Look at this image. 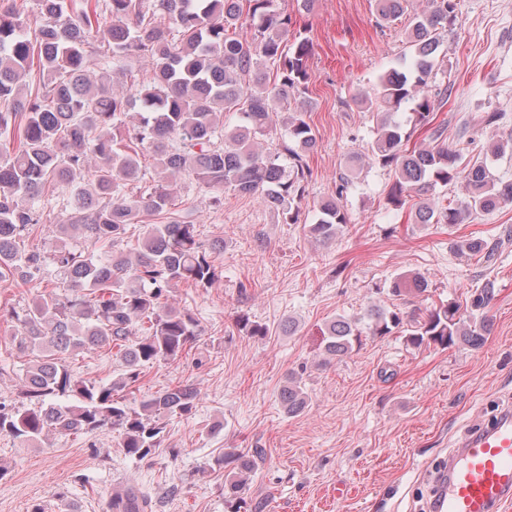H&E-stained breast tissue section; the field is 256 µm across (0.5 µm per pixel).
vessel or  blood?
Here are the masks:
<instances>
[{"instance_id":"obj_1","label":"vessel or blood","mask_w":512,"mask_h":512,"mask_svg":"<svg viewBox=\"0 0 512 512\" xmlns=\"http://www.w3.org/2000/svg\"><path fill=\"white\" fill-rule=\"evenodd\" d=\"M512 504V408L462 434L432 491V512H504Z\"/></svg>"}]
</instances>
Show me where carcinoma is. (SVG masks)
Wrapping results in <instances>:
<instances>
[{
	"instance_id": "carcinoma-1",
	"label": "carcinoma",
	"mask_w": 512,
	"mask_h": 512,
	"mask_svg": "<svg viewBox=\"0 0 512 512\" xmlns=\"http://www.w3.org/2000/svg\"><path fill=\"white\" fill-rule=\"evenodd\" d=\"M40 20L27 22L24 4L0 0V137L12 149L0 154V282H28L40 276L43 260L24 247V236L43 223L56 205L71 212L58 233L84 245H63L53 254L57 282L32 305L0 312L12 323L9 342L33 355L18 400L0 397V436L35 441L110 430L116 447L140 460L161 447L166 422L192 412L196 388L178 382L140 400L126 391L144 367L177 358L201 335L187 310L167 304L180 283L211 286L221 271L212 260L218 242L204 245L196 227L172 219L154 224L130 247L128 233L141 213L170 212L174 187L193 178L222 204L224 193L253 197L270 208L288 210L298 222L312 172L306 156L316 145L306 121L310 101L302 98L311 80L312 41L292 31L293 18L279 0H36ZM407 0H375L380 21L402 16ZM456 0H426L405 30L409 66L391 68L377 79L376 96L365 101L376 113L368 164L388 169L390 204L419 198L416 224H462L479 213L512 205V180L496 176L486 159L464 161V149L448 145L434 111L448 87L429 93L439 66L442 34L454 25ZM248 26L250 38L240 37ZM101 39L95 58L89 41ZM275 72L269 81L268 71ZM129 77L122 91L111 73ZM413 103L414 125L428 131L429 143L410 146L411 134L397 119ZM239 124L224 126V114ZM287 112L285 139L273 151L258 145L278 113ZM465 183L460 206L433 200L437 187ZM350 185L340 177L336 197L319 203L318 222L309 232L323 244L348 223L341 199ZM109 241L112 250L90 245ZM461 252L486 262L495 245L464 240ZM427 282L400 275L393 296L423 293ZM454 302L425 314L371 305L366 330L383 336L406 331L409 345L442 348L464 341L479 348L490 320L467 321ZM237 327L248 336L268 328L242 315ZM363 329L343 318L325 326L330 359L350 353ZM116 350L123 373L110 384L75 376L67 358L80 350ZM280 404L290 417L303 412L308 397L302 373L288 375ZM260 448H229L215 459L224 476L230 512H265L264 501L246 509L245 490L262 457ZM108 512H151L149 494L127 487L116 491Z\"/></svg>"
}]
</instances>
